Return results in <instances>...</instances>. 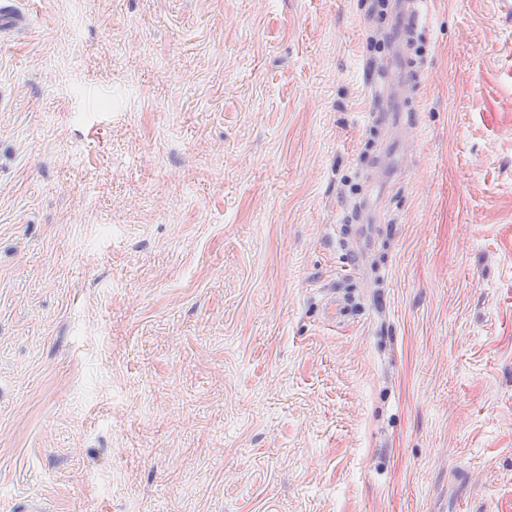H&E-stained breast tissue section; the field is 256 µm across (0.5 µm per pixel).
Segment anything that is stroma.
Here are the masks:
<instances>
[{
  "mask_svg": "<svg viewBox=\"0 0 512 512\" xmlns=\"http://www.w3.org/2000/svg\"><path fill=\"white\" fill-rule=\"evenodd\" d=\"M371 3L18 0L0 512L512 505V15ZM351 305V299L344 295L336 294V289H330L324 298L322 309L328 320H336L343 317Z\"/></svg>",
  "mask_w": 512,
  "mask_h": 512,
  "instance_id": "1",
  "label": "stroma"
}]
</instances>
